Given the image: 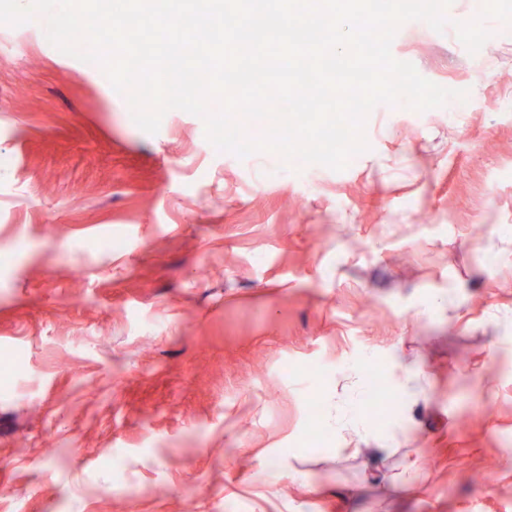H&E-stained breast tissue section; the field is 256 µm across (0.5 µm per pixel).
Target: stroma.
<instances>
[{
    "mask_svg": "<svg viewBox=\"0 0 512 512\" xmlns=\"http://www.w3.org/2000/svg\"><path fill=\"white\" fill-rule=\"evenodd\" d=\"M391 51L465 108L377 105L345 170L270 181L0 25V512H512V37Z\"/></svg>",
    "mask_w": 512,
    "mask_h": 512,
    "instance_id": "obj_1",
    "label": "stroma"
}]
</instances>
